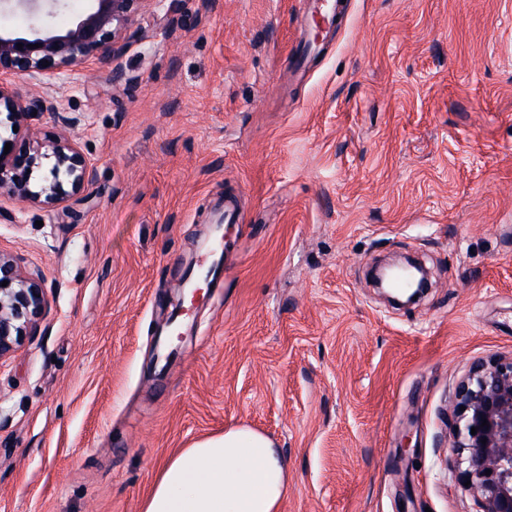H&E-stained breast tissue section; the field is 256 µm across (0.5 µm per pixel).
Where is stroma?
<instances>
[{
	"label": "stroma",
	"instance_id": "stroma-1",
	"mask_svg": "<svg viewBox=\"0 0 512 512\" xmlns=\"http://www.w3.org/2000/svg\"><path fill=\"white\" fill-rule=\"evenodd\" d=\"M306 77L301 0H141L61 96L90 160L52 208L0 192V253L45 309L0 359V512H141L162 463L231 426L288 465L280 512H479L450 446L471 367L512 355V0H351ZM84 0H0V27ZM224 272L150 373L170 260L225 193ZM412 253L425 298L368 281Z\"/></svg>",
	"mask_w": 512,
	"mask_h": 512
}]
</instances>
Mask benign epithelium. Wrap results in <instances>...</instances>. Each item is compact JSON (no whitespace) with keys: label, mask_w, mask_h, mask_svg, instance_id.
Instances as JSON below:
<instances>
[{"label":"benign epithelium","mask_w":512,"mask_h":512,"mask_svg":"<svg viewBox=\"0 0 512 512\" xmlns=\"http://www.w3.org/2000/svg\"><path fill=\"white\" fill-rule=\"evenodd\" d=\"M140 2L88 0V7L65 29L43 21L24 34L0 32V77L45 70L60 74L95 54L109 53L120 34L118 24ZM2 112L18 130L36 112L54 113L65 130L78 123L62 98L47 93L22 100L0 80ZM6 143L11 144L7 153ZM88 169V159L64 134L45 145L12 138L3 139L0 145V190L24 204L55 207L63 203L83 189ZM37 170L43 175L34 183L32 176ZM414 273L427 284L422 267L411 259L376 267L373 282L390 303L402 306L423 293L419 288L407 295L405 289L397 287L399 280L407 282ZM43 307L40 278L22 275L12 259L0 254V359L23 344ZM452 425V447L464 465L461 478L471 482L468 489L481 512H512V357L474 366L457 387ZM473 427L477 428L474 435Z\"/></svg>","instance_id":"obj_1"}]
</instances>
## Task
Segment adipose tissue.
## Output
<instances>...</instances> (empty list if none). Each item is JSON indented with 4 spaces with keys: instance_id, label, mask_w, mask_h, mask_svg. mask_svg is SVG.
I'll use <instances>...</instances> for the list:
<instances>
[{
    "instance_id": "ef3b65f1",
    "label": "adipose tissue",
    "mask_w": 512,
    "mask_h": 512,
    "mask_svg": "<svg viewBox=\"0 0 512 512\" xmlns=\"http://www.w3.org/2000/svg\"><path fill=\"white\" fill-rule=\"evenodd\" d=\"M287 492L288 466L273 441L231 427L166 460L142 512H279Z\"/></svg>"
}]
</instances>
